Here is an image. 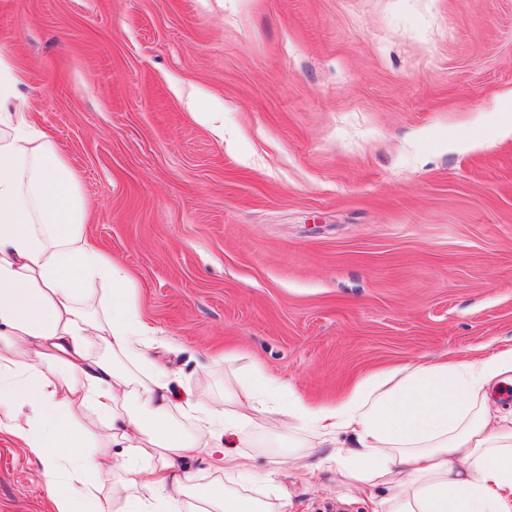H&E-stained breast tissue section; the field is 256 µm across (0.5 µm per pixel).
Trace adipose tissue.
<instances>
[{
    "instance_id": "obj_1",
    "label": "adipose tissue",
    "mask_w": 512,
    "mask_h": 512,
    "mask_svg": "<svg viewBox=\"0 0 512 512\" xmlns=\"http://www.w3.org/2000/svg\"><path fill=\"white\" fill-rule=\"evenodd\" d=\"M16 84L0 55V436L42 463L53 512H290L287 487L254 495L266 477L245 454L225 452L220 482L190 466L258 405L296 441L301 473L333 474L343 498L388 488L374 512H512V415L488 395L512 350L382 371L333 405L285 400L257 369L225 408L175 401L151 371L126 272L86 234L56 142L8 111Z\"/></svg>"
}]
</instances>
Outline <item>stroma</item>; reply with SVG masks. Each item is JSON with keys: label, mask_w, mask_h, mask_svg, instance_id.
<instances>
[{"label": "stroma", "mask_w": 512, "mask_h": 512, "mask_svg": "<svg viewBox=\"0 0 512 512\" xmlns=\"http://www.w3.org/2000/svg\"><path fill=\"white\" fill-rule=\"evenodd\" d=\"M172 396L512 349V0H0ZM0 443V512H52ZM292 512H373L281 467Z\"/></svg>", "instance_id": "35a3bbf8"}]
</instances>
